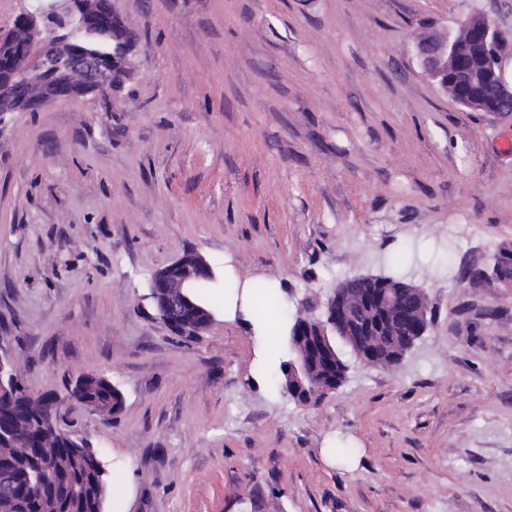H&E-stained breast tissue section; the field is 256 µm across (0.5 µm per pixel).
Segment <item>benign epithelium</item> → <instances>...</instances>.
Wrapping results in <instances>:
<instances>
[{
    "label": "benign epithelium",
    "mask_w": 512,
    "mask_h": 512,
    "mask_svg": "<svg viewBox=\"0 0 512 512\" xmlns=\"http://www.w3.org/2000/svg\"><path fill=\"white\" fill-rule=\"evenodd\" d=\"M54 11L63 25L52 26L43 16L22 13L19 26L25 34V49L18 54L11 50L12 35L0 33V56L7 57L0 67L1 111L40 110L59 100L98 96L130 76L128 55L135 38L113 13L111 0H61L54 4ZM460 34L494 47L505 39L484 13H472L461 22L458 33L441 39L428 36L416 43L424 73L440 86L445 83L444 73L453 75L460 84L476 88L466 100L472 111L512 120V84L504 78L502 53L496 50L473 62L466 45L458 41ZM212 275V265L194 249L183 251L151 275L148 288L158 318L176 335L201 336L208 331L213 317L193 310L187 292L196 281ZM364 280L356 275L339 282L323 301L309 304L305 298L299 300L304 324L293 333V358L288 364V387L295 401L340 386L341 371L332 341L339 338L359 355L374 357L372 339L390 333L395 343L403 345L402 361L426 332L430 305L423 289H418L419 307L415 309L401 305L398 285L388 283L358 292ZM491 283L512 285L511 261L500 255L494 259ZM320 354L325 356L326 373L315 380L309 369ZM99 379L97 374H87L69 386L64 398L41 397L48 410L35 418H13L0 427V439L20 445L27 433L37 429L45 435H64L73 441L76 461L105 475L88 440L60 426L64 404L90 408L107 417L121 410L120 398L108 404L92 400L89 389ZM15 381L13 359L0 355V400L15 399Z\"/></svg>",
    "instance_id": "1"
}]
</instances>
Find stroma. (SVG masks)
<instances>
[{
    "label": "stroma",
    "instance_id": "obj_1",
    "mask_svg": "<svg viewBox=\"0 0 512 512\" xmlns=\"http://www.w3.org/2000/svg\"><path fill=\"white\" fill-rule=\"evenodd\" d=\"M136 36L114 92L0 114V349L34 394L101 374L112 418L62 409L106 469L105 512H512V120L468 112L415 42L512 0H112ZM198 250L204 336L173 335L151 273ZM419 285L432 322L396 367L318 405L225 284L290 304L355 275ZM499 253L506 256V258H509L511 256L512 261V247L502 246L498 250ZM502 257L501 255H498L494 259L493 264V272L491 276V282L492 284H500L504 286H511L512 285V263L508 259Z\"/></svg>",
    "mask_w": 512,
    "mask_h": 512
}]
</instances>
